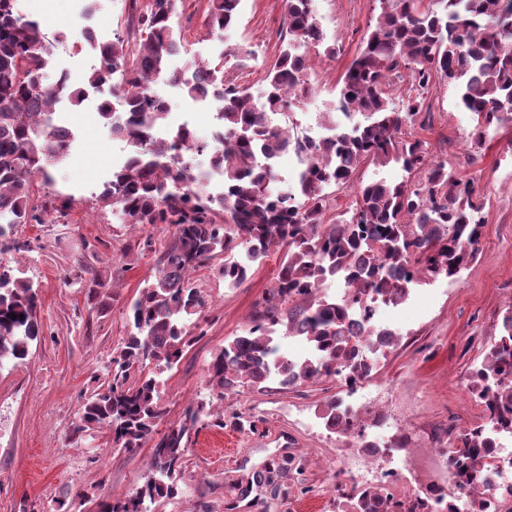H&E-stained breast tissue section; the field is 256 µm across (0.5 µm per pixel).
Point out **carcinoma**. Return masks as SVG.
Listing matches in <instances>:
<instances>
[{
  "mask_svg": "<svg viewBox=\"0 0 512 512\" xmlns=\"http://www.w3.org/2000/svg\"><path fill=\"white\" fill-rule=\"evenodd\" d=\"M378 2L376 21L342 77L332 111L325 113L331 135L322 145L272 122L275 115L290 114L311 91L308 60L299 48L322 46L329 60L337 54L336 46H323L312 0H285L286 45L266 72L260 103L222 64L198 66L193 81L169 70V58L179 50L176 0L143 5L129 0L126 36L98 47L99 66L85 83L96 88L115 71L126 73L115 87L126 107L123 122L113 119L105 104L99 113L112 136L126 142L128 157L113 169L97 202L124 224L174 228L157 251L154 280L128 306L131 331L112 357V378L83 403L75 429L105 428L113 444L127 452L153 442L144 483L104 504L102 512H152L157 500L175 497L192 431L209 417L210 425L224 428V415L214 417L209 410L213 401L224 400V392L259 385L274 373L284 388L344 374L369 377L373 367L354 316L370 323L373 296L400 304L412 286L453 279L476 259L485 224L477 180L459 177L412 129L431 124L426 100L439 79L459 89V106L471 116L467 139L474 148L512 126V0ZM240 3L207 0L209 33L221 36L231 29ZM65 39L20 15L17 0H0V243L16 251L21 245L12 239L13 228L39 220L33 175L48 176L71 150L73 135L54 122V108L63 99H83V90L71 87L64 74L51 83L44 80L52 47ZM153 75L165 77L191 100L207 89L223 100L212 142L199 141L186 124L167 139L155 136L169 103L153 90ZM398 80L409 85L400 108L392 99ZM284 145L300 155V168L288 189L278 190L273 168L256 169L253 160L259 151L275 154ZM187 153L222 170L220 195L192 189ZM367 165L395 167L401 180L359 184L353 204L325 222L326 189L354 183ZM271 251L282 256L273 285L256 303L243 333L224 343L208 364L211 401L188 407L178 424L158 431L165 415L160 381L138 367L154 360L159 371L169 370L190 346L207 305L194 273L222 256L224 286L236 288ZM330 277L343 284L341 296L322 292ZM280 333L298 339L310 355H279ZM40 336L37 289L21 269L0 264V367L24 360ZM474 388L485 422L448 436V447L455 484L471 492L469 512H484V496L475 489L489 437L512 427V305L476 370ZM319 417L333 433L364 438L360 415L336 400L324 403ZM426 508L422 498L395 499L383 484L355 486L338 503V512Z\"/></svg>",
  "mask_w": 512,
  "mask_h": 512,
  "instance_id": "obj_1",
  "label": "carcinoma"
}]
</instances>
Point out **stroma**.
<instances>
[{
    "label": "stroma",
    "mask_w": 512,
    "mask_h": 512,
    "mask_svg": "<svg viewBox=\"0 0 512 512\" xmlns=\"http://www.w3.org/2000/svg\"><path fill=\"white\" fill-rule=\"evenodd\" d=\"M84 5L85 0H18L26 18L46 16L48 32H67L52 49L48 73L67 75L76 86L99 63L92 48L74 53L79 31L94 28L106 41L125 33L129 2L98 0L88 13ZM313 7L326 44L339 53L329 62L311 53L314 91L291 114L301 129L320 128L379 13L377 0H313ZM206 8V0H184L179 8L174 26L182 45L174 67L215 64L226 45L239 47L232 71L252 98L261 100L266 70L282 49L284 0H241L238 24L220 39L205 25ZM155 90L171 106L158 138H167L187 119L199 138L210 139L217 105L185 98L164 82ZM99 96L90 88L81 103L56 105L59 121L74 135L71 155L51 180L34 177L32 191L48 210L40 223L16 227L22 250L0 253V262L20 267L37 286L43 327L25 360L0 367V512H43L54 499L66 501L70 512H98L102 502L142 485L151 464V446L129 453L113 446L107 430L75 431L82 404L111 377L112 357L129 332V304L154 278V252L135 246L148 238L163 243L172 232L164 224L119 223L111 210L98 206L97 194L127 155L125 142L111 136L99 114ZM427 104L432 126L417 136L447 157L459 176L478 178L486 224L476 260L458 279L413 287L403 304L377 319L400 340L375 357L369 387L386 392L392 438L420 453L446 449L449 429L468 428L482 418L470 372L483 360L512 301V127L487 141L473 165L469 119L457 106L455 88L436 84ZM65 198L72 207L62 217L54 207ZM278 262V255L270 254L234 289L225 288L219 262L196 272V285L208 297L200 318L204 334L162 376L164 425L178 423L187 406L209 399L212 356L226 339L242 333L255 303L272 285ZM89 268L101 274L112 295L107 306L88 295L82 275ZM331 399L350 402L345 387L325 378L291 389L272 378L226 392L225 415H243L255 422V430L205 426L192 434L182 492L159 502L155 512H336V485L350 487L359 478L342 467L357 452L353 439L327 432L316 416ZM218 448L233 454L218 458Z\"/></svg>",
    "instance_id": "obj_1"
}]
</instances>
